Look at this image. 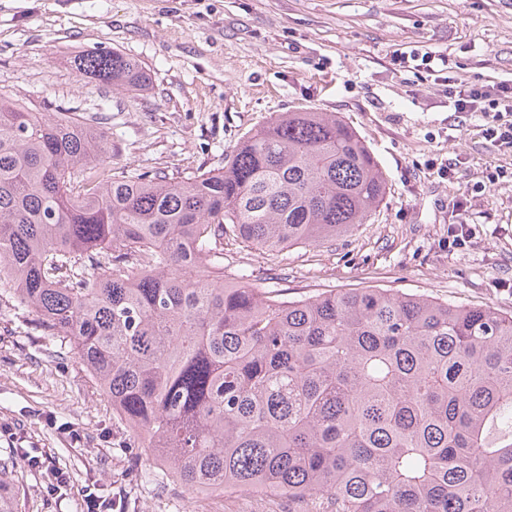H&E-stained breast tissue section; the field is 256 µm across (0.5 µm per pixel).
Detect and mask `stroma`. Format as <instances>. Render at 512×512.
<instances>
[{
	"label": "stroma",
	"mask_w": 512,
	"mask_h": 512,
	"mask_svg": "<svg viewBox=\"0 0 512 512\" xmlns=\"http://www.w3.org/2000/svg\"><path fill=\"white\" fill-rule=\"evenodd\" d=\"M97 47L139 60L149 89L82 80L70 60ZM414 49L446 72L395 65ZM452 77L512 80V0H0V91L52 112H105L114 171L217 169L249 132L301 109L358 133L388 180L365 223L278 253L224 240L226 282L243 268L248 285L289 300L381 288L512 315V150L454 112ZM499 167L507 177L489 183ZM460 211L469 237L458 248L448 230ZM133 442L68 342L0 289V465L14 512H87L93 484L115 512H199L181 485L139 481L147 461ZM27 454L67 483L45 494L48 475Z\"/></svg>",
	"instance_id": "1"
}]
</instances>
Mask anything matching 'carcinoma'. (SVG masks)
Segmentation results:
<instances>
[{
    "label": "carcinoma",
    "mask_w": 512,
    "mask_h": 512,
    "mask_svg": "<svg viewBox=\"0 0 512 512\" xmlns=\"http://www.w3.org/2000/svg\"><path fill=\"white\" fill-rule=\"evenodd\" d=\"M71 64L114 90L151 81L113 49ZM104 120L0 93V279L134 432L140 481L288 512H512V315L224 283L228 234L279 251L365 223L387 182L356 131L286 112L174 181L112 172Z\"/></svg>",
    "instance_id": "carcinoma-1"
}]
</instances>
